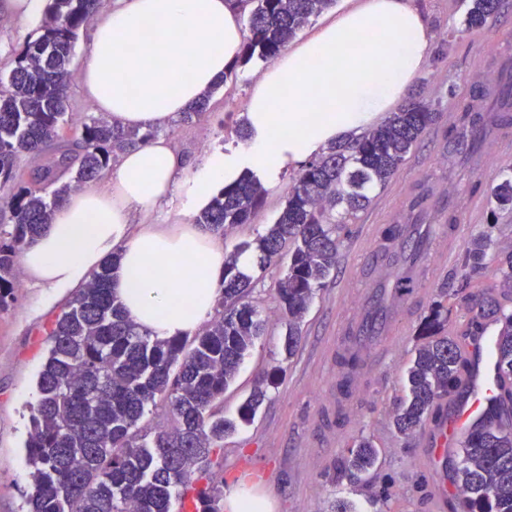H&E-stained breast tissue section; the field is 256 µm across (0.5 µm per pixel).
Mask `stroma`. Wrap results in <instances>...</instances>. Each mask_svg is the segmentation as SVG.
<instances>
[{
  "label": "stroma",
  "mask_w": 512,
  "mask_h": 512,
  "mask_svg": "<svg viewBox=\"0 0 512 512\" xmlns=\"http://www.w3.org/2000/svg\"><path fill=\"white\" fill-rule=\"evenodd\" d=\"M411 3L424 15L431 40L425 65L407 94L430 99L438 118L390 184L373 191L370 206L342 233L336 270L310 304L293 356L283 350L285 327L275 295L280 267L270 266L255 280L250 298L266 328L224 392L225 417H236L239 405L264 377L274 375L275 383L253 421L225 436L222 463L198 465L200 472L219 475L225 483L265 490L274 500L273 512H335L341 500L353 503L357 512H432L433 485L452 481L460 461L454 451L438 456L433 465H422L432 423L404 436L393 420L407 397L405 374L419 343L421 316L443 298L454 303L468 293L497 291L500 261L512 253V209H497L490 196L493 186L512 176V143L501 147L495 170L481 172L472 168L469 153L454 146L451 132L474 87L496 85L504 65L512 63V0H502L495 21L474 30L463 26L470 0ZM263 70L260 63L237 70L214 94L205 116L175 122L164 136L177 150L196 157L242 147L245 140L238 130L244 104ZM292 176V170H282L268 185L251 222L224 236L225 252L253 241L275 222ZM396 206L402 207L406 223L429 225L442 239L449 223L463 225V243L448 267L436 271L418 318L405 323L402 339L381 353L369 379L350 394L352 417L347 420L336 413L340 372L327 350L336 340L337 325L361 311L358 298L367 289L362 242L371 227L385 228L386 212ZM485 233L494 241L488 263L468 288H460L467 244ZM40 295L39 288L23 281L10 305L0 310V512H28L25 441L48 353L45 329L67 305L63 299L41 305ZM364 437L380 450L375 470L365 476L341 470L342 454Z\"/></svg>",
  "instance_id": "stroma-1"
}]
</instances>
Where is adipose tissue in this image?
Masks as SVG:
<instances>
[{
  "label": "adipose tissue",
  "mask_w": 512,
  "mask_h": 512,
  "mask_svg": "<svg viewBox=\"0 0 512 512\" xmlns=\"http://www.w3.org/2000/svg\"><path fill=\"white\" fill-rule=\"evenodd\" d=\"M242 41L232 0H113L91 25L79 83L116 124L164 129L223 79ZM429 45L426 20L408 0H360L263 71L246 99L242 149L196 163L163 138L128 149L105 187L76 190L56 209L22 254L27 278L52 302L115 256L112 291L132 322L158 339L195 331L215 306L224 244L194 224L193 205L243 175L305 162L390 111ZM178 185L189 201L179 228L146 223Z\"/></svg>",
  "instance_id": "ef3b65f1"
}]
</instances>
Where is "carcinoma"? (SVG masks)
<instances>
[{
  "label": "carcinoma",
  "mask_w": 512,
  "mask_h": 512,
  "mask_svg": "<svg viewBox=\"0 0 512 512\" xmlns=\"http://www.w3.org/2000/svg\"><path fill=\"white\" fill-rule=\"evenodd\" d=\"M335 2L233 0L246 15V35L224 77L254 61L277 59L312 17ZM499 4L471 0L465 26L484 27ZM102 7L103 0H45L38 36L24 43L7 77L0 78V199L14 219L9 229L0 226V309L19 287L21 253L51 223L55 208L71 192L104 181L120 153L155 137L153 130L120 127L100 114L83 123L78 152L56 147L71 109L75 44ZM220 88L206 90L183 119L206 113ZM474 98L490 104L478 112L464 110L457 143L512 126V74L491 89L477 87ZM437 116L431 101L419 95L382 123L302 165L274 224L224 256L214 316L190 338L158 339L140 329L111 291L117 263L95 272L49 330V357L26 443L33 467L31 512H172L175 502L192 493L203 512H223V481L209 478L197 488L203 476L195 466L201 459L223 458L224 434L233 429L224 420V390L264 329L265 320L248 301L254 277L240 270L239 258L252 253L260 272L283 266L275 294L287 326L286 352L293 354L308 306L336 267L339 230L369 206L368 188L385 187L400 171ZM23 156L36 161L30 183L17 177ZM62 170L72 177L58 186ZM492 197L501 206L512 205V177L496 184ZM264 198L262 184L244 176L218 190L195 223L222 237L227 228L250 223ZM490 246L487 236L470 243L464 277L484 268ZM500 273L511 295L460 300L471 314L470 327L488 318L502 324L495 357L503 393L462 441L451 512H512V255ZM452 310L438 300L421 324V344L407 371L409 397L394 416L402 435L414 433L437 401L458 389L467 368L462 337L468 330L451 335ZM339 362L345 389L362 359L347 349ZM265 396V388L256 387L240 406V419L250 421ZM159 401L170 424L157 425L148 442L140 424ZM378 455L374 443L362 438L346 450L341 468L368 473Z\"/></svg>",
  "instance_id": "carcinoma-1"
}]
</instances>
